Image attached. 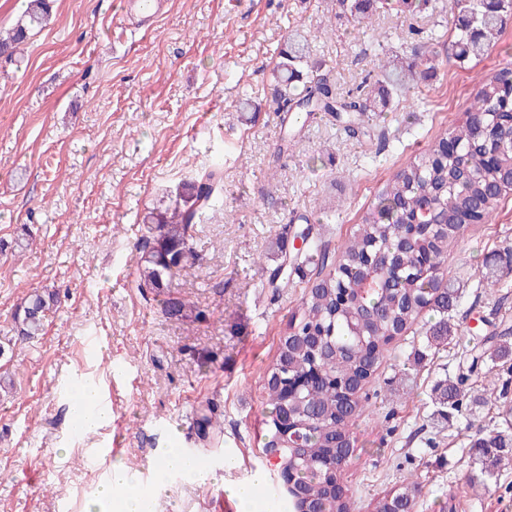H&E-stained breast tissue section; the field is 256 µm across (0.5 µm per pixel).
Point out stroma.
Returning <instances> with one entry per match:
<instances>
[{"label":"stroma","instance_id":"stroma-1","mask_svg":"<svg viewBox=\"0 0 512 512\" xmlns=\"http://www.w3.org/2000/svg\"><path fill=\"white\" fill-rule=\"evenodd\" d=\"M124 9L125 0H54L23 55L0 57V339L31 291L56 297L41 335L0 362V512H86L112 470L94 450L110 440L153 512H238L224 487L258 471L253 512H285L262 448L265 379L320 268L268 288L281 232L313 226L336 258L385 181L462 121L481 79L512 66V19L461 65L448 59L450 0L377 13L364 28L337 0H166L151 30L132 24L119 37ZM295 32L340 99L375 82L381 60L408 62L420 49L439 65L387 112L360 118L357 135L324 113L293 129L271 93ZM214 163L224 201L194 229L196 266L143 292L144 216ZM510 249L512 196L449 241L442 271L463 294L448 344L430 350L404 332L365 383L340 477L350 512H375L409 481L420 488L414 512H512V458L488 476L471 446L476 427L512 409V354H494L512 345V273L492 288L480 274ZM168 297L204 319L166 315ZM88 380L112 388V420L92 435L67 417L70 393ZM460 380L469 401L443 418L433 389ZM208 409L221 434L201 432ZM184 427L191 452L214 464L203 479L158 481L155 462L180 446Z\"/></svg>","mask_w":512,"mask_h":512}]
</instances>
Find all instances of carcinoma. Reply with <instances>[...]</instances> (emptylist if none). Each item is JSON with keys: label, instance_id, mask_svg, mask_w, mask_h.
I'll use <instances>...</instances> for the list:
<instances>
[{"label": "carcinoma", "instance_id": "cac0c4a2", "mask_svg": "<svg viewBox=\"0 0 512 512\" xmlns=\"http://www.w3.org/2000/svg\"><path fill=\"white\" fill-rule=\"evenodd\" d=\"M351 19L369 24L370 12L388 0H337ZM457 25L448 43V58L465 64L482 55L502 31L512 0H453ZM50 0H28L23 18L9 32H0V55L14 57L31 31L43 26ZM308 42L287 39L277 63L272 101L276 110L297 115L310 112H385L393 94L409 83L425 81L436 71L434 57L420 55L406 65H379L381 77L351 101H338L318 70L304 68ZM223 174L219 167L197 173L181 194L164 208L144 217L149 237L143 246L138 287L159 291L173 277L196 263L190 244L194 226L220 200ZM512 192V67L483 79L464 119L432 147L399 168L378 194L356 232L340 247L333 268L317 280L292 318L269 371L266 390L271 406L265 422L264 446L281 445L282 464L292 469L302 496L293 512H348L343 489L324 485L328 466L352 453L349 422L360 410L359 381L369 378L391 341L427 310L436 323L425 333L426 346L448 338V314L461 291L444 280L442 264L448 241L469 224L486 222L504 196ZM433 209L431 224L411 226L422 203ZM303 247L292 257L301 267L326 262V246L301 230ZM50 302L40 293L27 298L14 319L19 334L31 338L43 329ZM310 378L308 385L287 391L292 379ZM466 396L450 384L440 403L459 410ZM290 414L303 437L305 451L291 458L278 437V419ZM485 473L493 474L501 457L512 449V422L499 431L477 429ZM418 487L410 485L378 502L377 512H412Z\"/></svg>", "mask_w": 512, "mask_h": 512}]
</instances>
